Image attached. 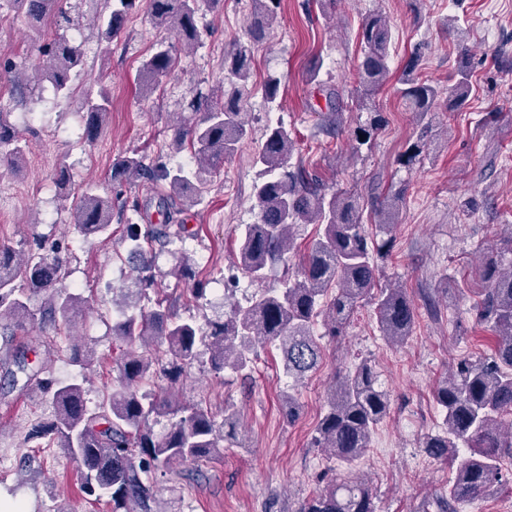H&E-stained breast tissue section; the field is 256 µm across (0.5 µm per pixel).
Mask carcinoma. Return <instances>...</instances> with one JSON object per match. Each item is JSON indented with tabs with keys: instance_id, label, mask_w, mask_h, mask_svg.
<instances>
[{
	"instance_id": "1",
	"label": "carcinoma",
	"mask_w": 512,
	"mask_h": 512,
	"mask_svg": "<svg viewBox=\"0 0 512 512\" xmlns=\"http://www.w3.org/2000/svg\"><path fill=\"white\" fill-rule=\"evenodd\" d=\"M24 10L27 25L39 33L53 23L55 35L40 46L35 69L48 77L56 95L72 93L71 72L82 65L84 51L61 30L71 23L67 0H13ZM137 0H112V9L100 25L107 43L121 32ZM202 0H149L150 21L157 28L175 31L182 42L200 41L196 16ZM281 0H252L244 36L224 54V75L218 84L191 102L196 117L173 128L172 149L189 151L191 164L170 165L160 159L145 164L134 151L112 163V184H129L139 178L161 181L164 193L159 208L163 224L142 225L128 219L124 242L136 262L137 275L130 285L112 290V336L129 345L117 364L119 380L98 408L87 407L78 380L63 381L36 369L23 354L4 362L11 387L36 388L49 414L30 425L24 444L30 448H62L82 470L83 492L99 500L106 496L112 512H155L154 478L166 475L174 465L210 461L224 448L241 444L237 414L224 407L217 420L207 404H186L178 394L152 390L161 378L175 384L198 361L197 344L208 338V364L215 374L251 369L260 346L280 351L283 373L291 387L301 385L322 359L314 326L325 316L327 335L341 336L355 312L367 299L382 336L393 346L412 334L415 309L404 288H379L378 260L392 240L378 245L369 236L359 201L354 195L328 190L319 177L293 161L297 141L282 124L267 127L254 154L260 167L252 201L259 222L248 224L241 236L237 268L252 282L261 283L277 262H288L293 250L292 230L298 224L319 226L308 253L281 288L254 294L248 305L237 306L222 318L201 327L179 317L176 301L159 297L155 272L157 255L168 252L179 262L171 271L185 284L182 296L197 303L205 298L209 279L200 274L187 253L191 233L173 223L171 211L203 201L207 187L240 144L251 137L241 102L251 91V60L260 42L278 17ZM364 53L358 79L368 95L385 87L391 78V29L381 15L362 20ZM418 55H413L397 80L396 93L412 112L426 116L440 106H465L471 85L466 63L458 65L448 98L440 89L415 74ZM172 47H159L144 63L140 76L142 97H151L162 78L177 66ZM85 135L95 140L107 129L112 114L109 96L87 95ZM426 143L419 138L398 156L400 165L419 162ZM25 145L0 107V165L21 167ZM59 197L70 199L71 176L65 163L58 164ZM404 199V190L386 194L377 210L379 234H392ZM74 224L85 238L109 235L112 197L89 185L71 204ZM68 242L46 235L20 252L0 244V334L14 336L37 319L50 324L54 336H70L89 300L63 283L60 253ZM512 238L500 251L489 255L482 267L486 288L474 306L478 323L497 336L494 351L486 356L456 359L448 377L434 389V399L444 413V431L428 434L421 448L430 457H445L454 466L448 480V500L441 512H456L455 503L483 496L504 481L502 463L512 460ZM41 298L38 312L30 302ZM390 410V395L378 384V376L366 361L338 376L327 393V410L316 429L313 446L322 448L339 463L350 467L371 448L378 425ZM467 455L459 456V448ZM298 512H376L374 494L363 478L347 471L344 478L305 498Z\"/></svg>"
}]
</instances>
